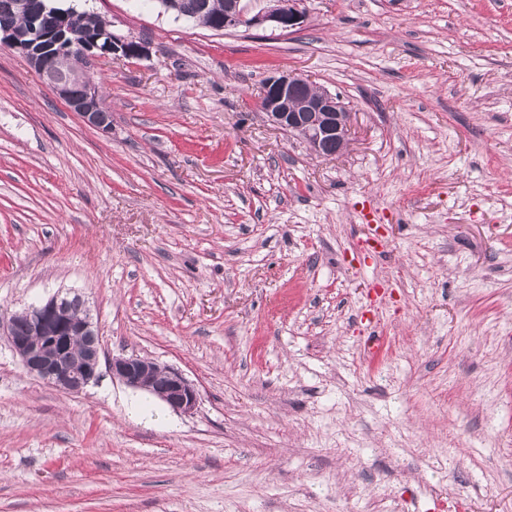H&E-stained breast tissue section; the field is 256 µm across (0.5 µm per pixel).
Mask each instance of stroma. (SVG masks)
I'll use <instances>...</instances> for the list:
<instances>
[{"mask_svg": "<svg viewBox=\"0 0 512 512\" xmlns=\"http://www.w3.org/2000/svg\"><path fill=\"white\" fill-rule=\"evenodd\" d=\"M58 2L150 54L91 68L104 134L0 45V317L80 295L200 401L59 391L0 334V512H512V0H305L290 34ZM278 71L348 104L342 152L255 109Z\"/></svg>", "mask_w": 512, "mask_h": 512, "instance_id": "1", "label": "stroma"}]
</instances>
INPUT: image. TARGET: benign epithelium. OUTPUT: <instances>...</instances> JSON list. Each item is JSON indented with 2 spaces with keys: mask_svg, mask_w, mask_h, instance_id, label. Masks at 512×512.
Masks as SVG:
<instances>
[{
  "mask_svg": "<svg viewBox=\"0 0 512 512\" xmlns=\"http://www.w3.org/2000/svg\"><path fill=\"white\" fill-rule=\"evenodd\" d=\"M303 0H266V6L250 14L242 0H225L224 29L269 27L281 33H292L301 27L305 10ZM19 6L32 19L25 35L9 26L0 27V45L22 54L41 75L45 84L88 126L108 133L112 130V113L97 88L86 76L95 62L109 58L138 59L149 55L146 43L115 32L78 35L66 23L50 25L44 21L40 0H21ZM84 85V94L71 92L74 83ZM310 84L303 75L277 72L268 76L256 101L258 111L265 114L274 127L296 132L319 156H333L347 144L352 112L336 95L317 90L302 102L297 101L299 88ZM336 141V151L326 143ZM29 330L24 335L14 331V319L7 324L8 340L23 368L32 377L60 390L82 391L98 376L101 363H106L112 377L134 390L154 395L173 412L191 415L199 405L200 394L181 371L162 366L155 360L138 355L109 358L97 347L80 362L72 358L74 342L84 336L98 335L85 301L73 303L66 296H52L29 307L25 312Z\"/></svg>",
  "mask_w": 512,
  "mask_h": 512,
  "instance_id": "benign-epithelium-1",
  "label": "benign epithelium"
}]
</instances>
